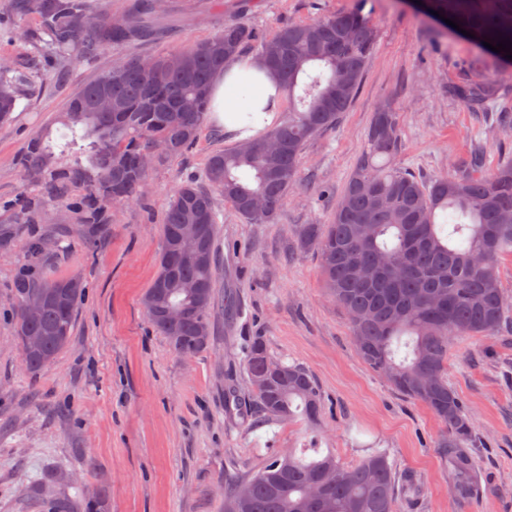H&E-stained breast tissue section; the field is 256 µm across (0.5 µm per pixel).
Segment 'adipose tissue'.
Segmentation results:
<instances>
[{
    "instance_id": "adipose-tissue-1",
    "label": "adipose tissue",
    "mask_w": 512,
    "mask_h": 512,
    "mask_svg": "<svg viewBox=\"0 0 512 512\" xmlns=\"http://www.w3.org/2000/svg\"><path fill=\"white\" fill-rule=\"evenodd\" d=\"M245 76L251 78L252 90L246 98H235L233 90ZM278 83L277 76L256 58H242L225 66L211 87L212 110L225 131L238 134L240 140L249 139V132L241 130L237 119L242 112L253 114L256 127L271 124L281 105Z\"/></svg>"
}]
</instances>
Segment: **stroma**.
<instances>
[{"mask_svg": "<svg viewBox=\"0 0 512 512\" xmlns=\"http://www.w3.org/2000/svg\"><path fill=\"white\" fill-rule=\"evenodd\" d=\"M170 23L156 39L75 63L64 77L32 67L31 47L12 25L35 26L34 13L0 19V59L30 82L10 124L0 129V225L16 224L14 201L35 194L20 175L30 137L49 127L69 96L130 55L157 56L209 38L230 22L272 36L288 22L356 9L371 21L375 49L360 89L336 126L309 140L297 184L274 219L253 224L220 203L216 305L206 347L176 354L151 325L142 298L159 272L162 218L176 183L199 176L213 152L234 148L222 125L206 120L180 159L155 166L143 199L117 207L112 233L87 247L68 211L49 207L46 223L20 228L0 247V512H224L235 480L258 472L278 450L317 447L340 464L386 452L398 481L413 478L400 512H512V328L455 340L448 382L469 417L477 463L474 501H456L436 442L442 424L423 404L397 393L359 357L346 312L327 293L306 224L327 223L365 146L374 113L390 106L401 145L396 161L429 179L465 168L473 142L486 146V169L512 161V67L447 28L409 0H166ZM493 80L497 109H465L454 86ZM62 236L52 258L34 259L32 233ZM80 275L85 293L71 339L32 373L14 340L13 288L23 273ZM262 337L270 355L315 378L322 409L264 422L243 417L249 397L243 361Z\"/></svg>", "mask_w": 512, "mask_h": 512, "instance_id": "obj_1", "label": "stroma"}]
</instances>
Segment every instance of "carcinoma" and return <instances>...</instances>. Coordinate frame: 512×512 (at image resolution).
<instances>
[{
	"label": "carcinoma",
	"mask_w": 512,
	"mask_h": 512,
	"mask_svg": "<svg viewBox=\"0 0 512 512\" xmlns=\"http://www.w3.org/2000/svg\"><path fill=\"white\" fill-rule=\"evenodd\" d=\"M26 2L39 24L22 30L21 39L60 70L113 47L152 39L167 20L157 0H125L120 16L109 13L97 23L93 0ZM427 10L458 22L480 47L485 41H512V0H427ZM375 42L370 20L353 11L290 22L269 39L250 26L226 24L187 49L157 57L153 71L141 68L139 56L124 59L84 84L57 113L54 122L64 129L65 140L60 152L50 129L31 137L22 176L35 184L38 197L21 206L23 223H44L42 200L49 199L67 208L85 242L110 235L112 207L143 195L149 170L141 167V156L157 150L160 158L172 160L186 153L210 110L214 76L229 59L256 45L288 90V112L267 137L249 141V150L238 146L213 153L202 175L205 186L188 180L174 188L164 212L160 271L142 300L151 325L166 337H179L175 352H198L204 346L199 330L208 326L215 299V196L247 220L272 221L296 182L305 144L335 126L351 106ZM13 71L10 62L0 61V126L10 122L23 92L25 76ZM103 92L117 103L110 112L95 111ZM455 96L469 111L487 112L499 88L492 82L468 83ZM186 100L194 102L193 111H179ZM271 140L283 151H266ZM399 147L395 112L383 106L374 114L366 150L329 223L304 225L301 239L316 247L325 286L349 317L362 361L442 423L436 448L448 463L455 499L465 503L477 494V466L467 451L469 419L448 384V349L457 337L494 333L509 314L497 262L512 248V162L477 174L484 146L476 142L469 171L424 181L396 164ZM253 198L263 201V211L249 210ZM183 224H201L203 232L178 245ZM189 252L204 253L206 261L184 260ZM379 256L391 259L393 268L364 283ZM84 289V282L73 286L68 277L17 280L15 341L21 347L29 333L45 336L40 355L22 356L27 370L42 369L69 344ZM46 292L59 297L39 320H26L28 297ZM153 304L184 309L182 321L168 327L151 312ZM270 365L258 337L246 353L251 398L241 414L281 421L299 410L316 420L322 397L311 373L298 363H283L280 383L268 379ZM397 498L393 466L384 452L345 468L330 452L305 459L286 449L249 479L232 484L224 512H397Z\"/></svg>",
	"instance_id": "carcinoma-1"
}]
</instances>
